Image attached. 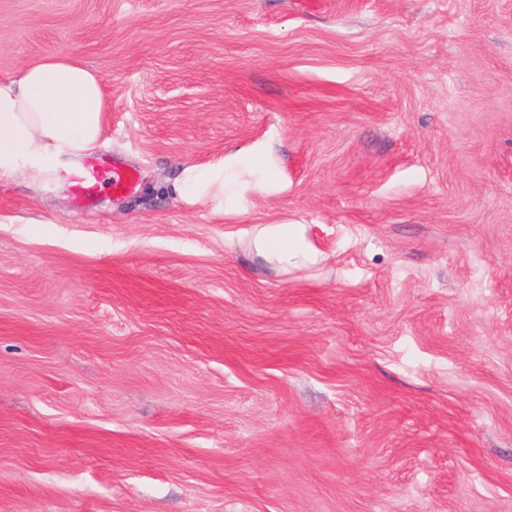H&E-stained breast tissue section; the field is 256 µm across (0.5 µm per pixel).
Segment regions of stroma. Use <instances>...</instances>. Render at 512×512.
Segmentation results:
<instances>
[{
  "instance_id": "1",
  "label": "stroma",
  "mask_w": 512,
  "mask_h": 512,
  "mask_svg": "<svg viewBox=\"0 0 512 512\" xmlns=\"http://www.w3.org/2000/svg\"><path fill=\"white\" fill-rule=\"evenodd\" d=\"M57 53L138 184L0 181V512H512V0H0ZM271 136L248 213L161 188ZM244 245L254 257L280 273L320 259L306 236L305 225L288 219L253 225L245 234Z\"/></svg>"
}]
</instances>
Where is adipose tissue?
<instances>
[{
  "instance_id": "obj_1",
  "label": "adipose tissue",
  "mask_w": 512,
  "mask_h": 512,
  "mask_svg": "<svg viewBox=\"0 0 512 512\" xmlns=\"http://www.w3.org/2000/svg\"><path fill=\"white\" fill-rule=\"evenodd\" d=\"M105 101L99 74L71 55H49L0 80V181L23 177L33 187L77 165L99 144ZM273 142L229 149L207 164H181L167 190L189 207L240 215L256 199L285 188ZM244 245L277 272L316 263L306 228L280 220L256 224Z\"/></svg>"
}]
</instances>
